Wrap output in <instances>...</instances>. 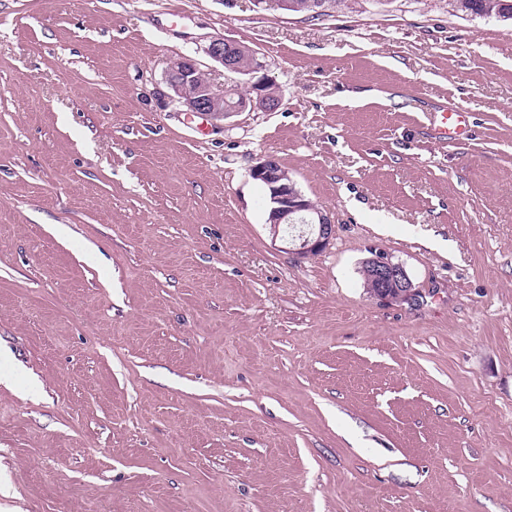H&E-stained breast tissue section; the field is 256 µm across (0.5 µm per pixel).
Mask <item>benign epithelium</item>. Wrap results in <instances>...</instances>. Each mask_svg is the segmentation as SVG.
<instances>
[{
    "instance_id": "obj_1",
    "label": "benign epithelium",
    "mask_w": 512,
    "mask_h": 512,
    "mask_svg": "<svg viewBox=\"0 0 512 512\" xmlns=\"http://www.w3.org/2000/svg\"><path fill=\"white\" fill-rule=\"evenodd\" d=\"M204 53L228 71H235L234 56L236 43L222 37L213 38L204 47ZM255 65L247 80L248 93L230 108H224V91L215 90L210 82L198 79L200 69L196 61L182 56L170 63L164 81L171 91L168 99L193 115H203L212 120H224L239 112L261 109L266 112L277 110L282 98H270L271 88L276 86L269 75V67L263 58L254 56ZM253 179L265 183L270 191L269 223L273 234L279 233L283 224H293L296 220L309 225V231L292 242L293 254L307 258L322 251L335 234L334 222L328 215L310 205V202L292 183L281 182V167L274 157L265 156L252 166ZM371 269L376 295L383 300H409L415 293V285L404 265L389 257L375 255L365 261Z\"/></svg>"
}]
</instances>
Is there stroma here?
Instances as JSON below:
<instances>
[{
    "label": "stroma",
    "mask_w": 512,
    "mask_h": 512,
    "mask_svg": "<svg viewBox=\"0 0 512 512\" xmlns=\"http://www.w3.org/2000/svg\"><path fill=\"white\" fill-rule=\"evenodd\" d=\"M277 111L163 100L213 37ZM463 112L440 143L430 119ZM335 223L299 259L250 176ZM402 263L416 299L362 266ZM512 512V22L453 0H0V507ZM290 1L293 4H297L299 8H288V2L282 4V6L288 9V12L296 13V14H307V13H315L318 10H324L323 12L317 13V15L312 16L311 18L319 19L323 16H333L337 10L341 9V6H345V2L347 0H285ZM307 2H312V6H307ZM371 269L373 283L379 288L375 293L383 300H410L416 293L415 285L404 265L389 257L374 255L365 261ZM363 267V274L368 288L373 292L369 278V270Z\"/></svg>",
    "instance_id": "35a3bbf8"
}]
</instances>
